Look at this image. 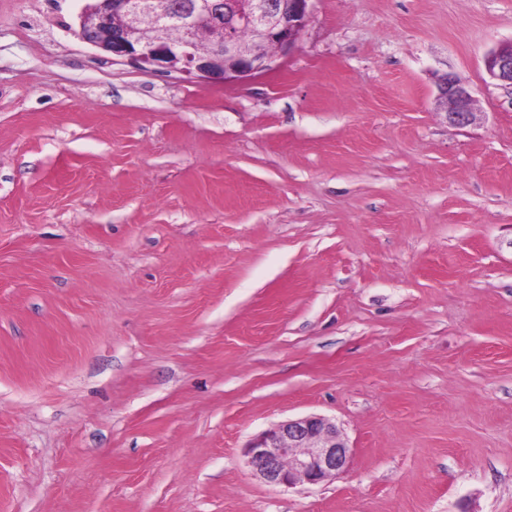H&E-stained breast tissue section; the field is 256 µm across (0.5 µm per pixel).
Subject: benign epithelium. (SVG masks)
Here are the masks:
<instances>
[{"mask_svg": "<svg viewBox=\"0 0 512 512\" xmlns=\"http://www.w3.org/2000/svg\"><path fill=\"white\" fill-rule=\"evenodd\" d=\"M313 0H94L79 16L75 35L92 47L134 64L182 72L198 78L244 82L274 69L275 55L248 49L237 26L254 40L285 54L297 44ZM491 78L512 86V41L486 59ZM437 111L448 122L476 120L468 88L455 75L438 83ZM254 475L292 487L316 485L346 471L350 450L336 424L322 416L289 420L254 438L245 449Z\"/></svg>", "mask_w": 512, "mask_h": 512, "instance_id": "7a95c632", "label": "benign epithelium"}]
</instances>
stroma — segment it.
I'll return each instance as SVG.
<instances>
[{
  "mask_svg": "<svg viewBox=\"0 0 512 512\" xmlns=\"http://www.w3.org/2000/svg\"><path fill=\"white\" fill-rule=\"evenodd\" d=\"M82 5L0 0V512H512V0H314L240 84ZM308 415L348 472L254 476ZM491 78L512 86V41L499 45L486 59ZM437 111L445 112L448 122L467 126L476 120L477 112L471 107L472 96L468 88L454 74L443 75L438 83Z\"/></svg>",
  "mask_w": 512,
  "mask_h": 512,
  "instance_id": "obj_1",
  "label": "stroma"
}]
</instances>
